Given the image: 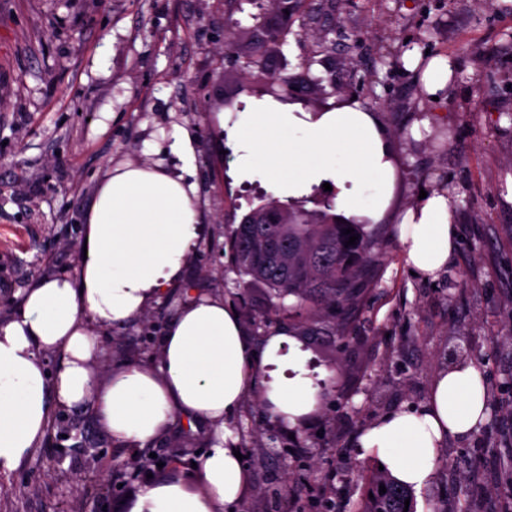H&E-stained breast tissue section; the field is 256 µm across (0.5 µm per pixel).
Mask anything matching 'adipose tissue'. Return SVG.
<instances>
[{
  "label": "adipose tissue",
  "mask_w": 512,
  "mask_h": 512,
  "mask_svg": "<svg viewBox=\"0 0 512 512\" xmlns=\"http://www.w3.org/2000/svg\"><path fill=\"white\" fill-rule=\"evenodd\" d=\"M228 140L235 179L266 185L276 198L301 200L327 183L338 215L372 224L390 206L393 149L375 114L356 101L307 112L265 95L232 113ZM195 193L160 160L109 168L85 215L87 255L76 275L34 281L0 322V472L31 456L56 405L91 408L113 442L132 450L153 447L180 417L209 436L195 460L196 486L178 478L147 481L129 512H241L251 477L226 422L244 397L261 391L273 421L287 428L316 418L320 399L295 336L276 328L255 339L218 295H187L155 363L112 368L102 384L92 372L91 362L105 353L103 332L142 315L178 280L204 230ZM399 241L418 274L444 266L457 246L447 194H429L405 210ZM282 364L288 375L266 380L268 367ZM486 403L480 372L453 365L435 377L425 405L376 421L359 446L396 481L422 489L435 476L440 445L471 435Z\"/></svg>",
  "instance_id": "1"
}]
</instances>
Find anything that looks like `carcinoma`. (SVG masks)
<instances>
[{
	"mask_svg": "<svg viewBox=\"0 0 512 512\" xmlns=\"http://www.w3.org/2000/svg\"><path fill=\"white\" fill-rule=\"evenodd\" d=\"M255 22L254 46L262 51L269 42L283 41L286 33L265 26L262 14ZM358 237L349 245L345 230ZM231 259L246 286L262 288L270 300L262 323L288 311V325L322 321L344 340L348 322L361 309L370 293L369 271L377 261L381 242L365 225L337 220L327 211L311 212L297 203L283 205L272 199L251 210L233 230L229 240ZM293 299L285 305L284 300ZM367 490L358 512H413L404 502L412 497L385 470L370 468ZM386 493H379V486ZM271 512H304L295 493L288 502L274 495Z\"/></svg>",
	"mask_w": 512,
	"mask_h": 512,
	"instance_id": "obj_1",
	"label": "carcinoma"
}]
</instances>
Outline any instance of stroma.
<instances>
[{
    "instance_id": "obj_1",
    "label": "stroma",
    "mask_w": 512,
    "mask_h": 512,
    "mask_svg": "<svg viewBox=\"0 0 512 512\" xmlns=\"http://www.w3.org/2000/svg\"><path fill=\"white\" fill-rule=\"evenodd\" d=\"M309 21L265 12L286 42L256 54L248 40L252 5L228 0H0V319L41 276L74 275L83 216L108 166L163 158L177 131L194 137L199 217L206 229L180 284L140 318L103 336L112 365L156 359L184 293H218L247 326L267 308L245 288L226 241L244 215L269 198L261 185H237L228 151L229 114L260 96L270 73L287 76L303 107L321 111L345 94L310 85L306 60L337 83H355L375 112L399 164L393 202L400 211L420 192L452 202L457 247L434 277L412 274L397 222L376 229L383 243L372 292L352 337L300 336L315 382L328 395L319 419L288 433L256 395L228 423L251 474L244 512H269L285 467L300 481L306 512H319L309 486L326 480L337 512H356L374 463L357 444L380 417L424 403L434 376L457 362L484 373L488 414L468 439L448 440L432 483L414 494V512H498L512 484L493 478L512 443V0H322ZM363 32L361 45L350 35ZM450 57L455 78L445 98L422 91L406 60L413 52ZM449 133L446 149L429 135ZM40 446L20 469L0 474V512H109L139 480L118 483V448L85 409H58ZM75 426L78 436L64 435ZM299 436L304 451L283 463ZM187 455L141 474H195L192 454L206 434L175 424L153 446Z\"/></svg>"
}]
</instances>
